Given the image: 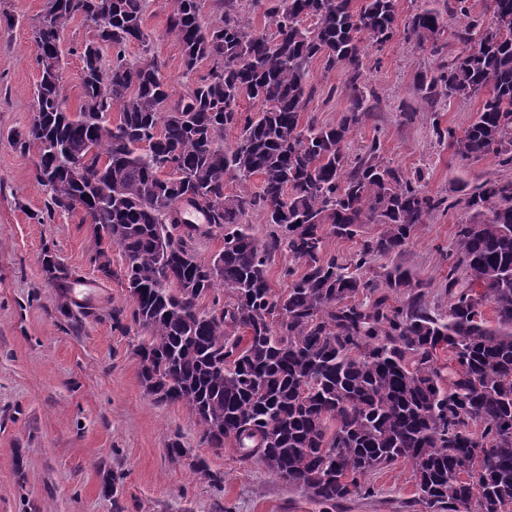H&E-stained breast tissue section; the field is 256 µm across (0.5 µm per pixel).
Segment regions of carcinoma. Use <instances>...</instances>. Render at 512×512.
Returning <instances> with one entry per match:
<instances>
[{"label":"carcinoma","instance_id":"obj_1","mask_svg":"<svg viewBox=\"0 0 512 512\" xmlns=\"http://www.w3.org/2000/svg\"><path fill=\"white\" fill-rule=\"evenodd\" d=\"M261 1L259 30L244 23L241 0H220L212 22L199 0H164L166 34L185 67L210 64L174 100L150 55L145 0H46L34 31L37 109L10 140L23 152L38 148L47 215L80 210L90 220V260L102 278L114 275L112 247L122 251L130 305L106 315L114 328L140 330L134 353L145 390L160 404L186 405L201 443L258 458L322 504L369 498L371 473L408 461L430 512H505L512 180L466 193L469 216L448 253V311L439 314L410 270L363 272L404 252L420 225L459 201L428 194L421 172L387 163L377 138L352 162L344 144L363 118L368 49L380 53L401 35L437 57L417 79L421 108L481 98L461 134L433 121L439 140L463 160L493 155L512 165V0H485L478 17L472 0L418 6L402 29L400 0ZM78 15L95 33L80 49L72 112L61 71L64 32ZM445 34L459 46L449 60ZM134 42L143 56L130 64ZM316 57L345 73L349 106L337 125L303 118ZM243 100L257 110H241ZM233 129L239 136L226 147ZM228 178L243 190L226 193ZM190 210L206 220L196 237L177 232ZM253 213L269 225L263 238ZM366 224L379 233L364 235ZM214 236L224 248L206 258L198 244ZM332 237L361 244L345 258L327 249ZM278 257L288 281L280 292L269 277ZM47 267L68 314L77 273Z\"/></svg>","mask_w":512,"mask_h":512}]
</instances>
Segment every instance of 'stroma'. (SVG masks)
<instances>
[{"label": "stroma", "mask_w": 512, "mask_h": 512, "mask_svg": "<svg viewBox=\"0 0 512 512\" xmlns=\"http://www.w3.org/2000/svg\"><path fill=\"white\" fill-rule=\"evenodd\" d=\"M44 3L0 0V512H428L408 462L373 474L370 498L321 505L263 463L200 443L199 428L184 405L159 404L146 393L133 351L135 333L113 329L101 315L127 298L120 249L111 254L112 279H102L89 261L90 232L80 213L59 212L41 222L47 192L34 175L37 153L20 152L9 139L32 117L39 79L33 28ZM5 15L11 24L2 23ZM145 29L173 93L187 94L209 66L202 62L185 73L181 50L165 33L163 0H148ZM92 35V23L81 16L66 31L63 83L72 110L82 85L78 51ZM431 63L429 49L400 38L381 53L367 73L375 97L350 134L349 157L379 139L387 161L422 171L426 191L452 201L460 187L512 179V167L497 158L461 160L433 133L436 121L464 130L479 99L453 98L437 113L402 120V106L413 102L417 77ZM310 82L314 94L305 117L338 124L348 106L342 68L329 70L313 60ZM466 217L460 207L432 216L404 253L376 259L371 274L402 264L426 284L432 308L445 310L448 262L442 253ZM49 258L76 269L92 286L89 302L73 315L57 309L45 266ZM173 435L185 448L177 460L167 450ZM200 461L222 476L221 485L195 473Z\"/></svg>", "instance_id": "1"}]
</instances>
